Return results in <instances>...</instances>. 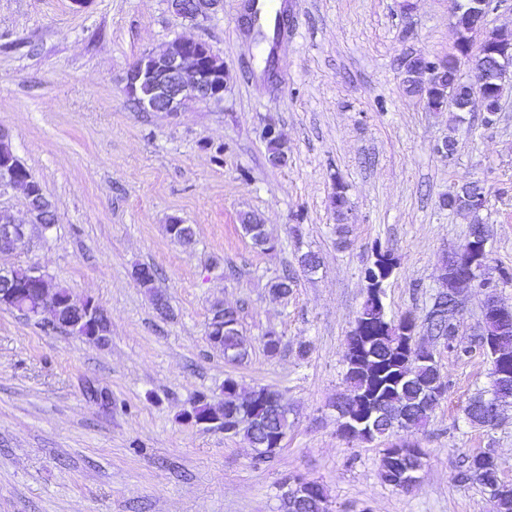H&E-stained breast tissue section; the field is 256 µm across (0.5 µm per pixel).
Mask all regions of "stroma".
Returning <instances> with one entry per match:
<instances>
[{
	"instance_id": "1",
	"label": "stroma",
	"mask_w": 512,
	"mask_h": 512,
	"mask_svg": "<svg viewBox=\"0 0 512 512\" xmlns=\"http://www.w3.org/2000/svg\"><path fill=\"white\" fill-rule=\"evenodd\" d=\"M449 12L448 0H288L268 75L244 31V0L197 21L167 0H0V128L57 215L0 266H39L110 321L100 344L0 308V512H279L292 475L321 483L330 512H493L481 485L454 479L462 456L490 449L512 485V407L491 429L462 413L491 383L475 345L485 289L454 320L467 354L434 344L447 392L413 436L425 450L413 490L381 481V441L343 438L336 425L374 242L397 258L387 313L424 320L472 225L439 201L465 182L485 192V275L512 306V279L499 277L512 272V88L487 127L478 112L425 111L403 84L404 58L453 52ZM177 36L223 57L224 101L141 111L125 95L126 71ZM269 121L288 142L282 168L267 160ZM447 139L457 145L449 157L437 151ZM246 211L261 215L274 250L244 233ZM173 217L193 226L191 248L167 233ZM308 251L321 260L312 274L298 264ZM143 265L157 269L167 313L134 279ZM286 268L296 285L280 299L269 283ZM218 300L240 310L244 364H226L207 340ZM269 332L281 339L272 357ZM229 376L276 390L290 411L267 462L242 437L184 419L199 395L220 401Z\"/></svg>"
}]
</instances>
